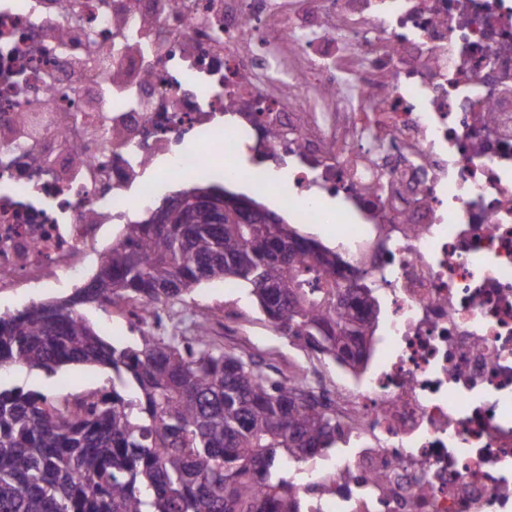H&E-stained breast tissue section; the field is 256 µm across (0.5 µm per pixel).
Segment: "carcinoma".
I'll use <instances>...</instances> for the list:
<instances>
[{"label":"carcinoma","instance_id":"cac0c4a2","mask_svg":"<svg viewBox=\"0 0 512 512\" xmlns=\"http://www.w3.org/2000/svg\"><path fill=\"white\" fill-rule=\"evenodd\" d=\"M343 258L279 223H215L177 198L124 225L91 280L67 299L0 315V367L51 375L112 369V391L55 395L0 386V512H303L298 486L273 477L336 443V410L247 349L226 347L202 313L193 336L149 311L203 281L250 289L260 312L318 362L359 366L379 305L365 277L341 299ZM148 310L131 345L108 342L79 311Z\"/></svg>","mask_w":512,"mask_h":512}]
</instances>
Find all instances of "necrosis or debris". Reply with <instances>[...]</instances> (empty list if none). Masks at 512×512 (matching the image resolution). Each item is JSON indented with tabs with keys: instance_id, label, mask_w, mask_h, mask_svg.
Wrapping results in <instances>:
<instances>
[{
	"instance_id": "1",
	"label": "necrosis or debris",
	"mask_w": 512,
	"mask_h": 512,
	"mask_svg": "<svg viewBox=\"0 0 512 512\" xmlns=\"http://www.w3.org/2000/svg\"><path fill=\"white\" fill-rule=\"evenodd\" d=\"M216 138L377 283L312 512H512V0H0V293L236 181Z\"/></svg>"
}]
</instances>
